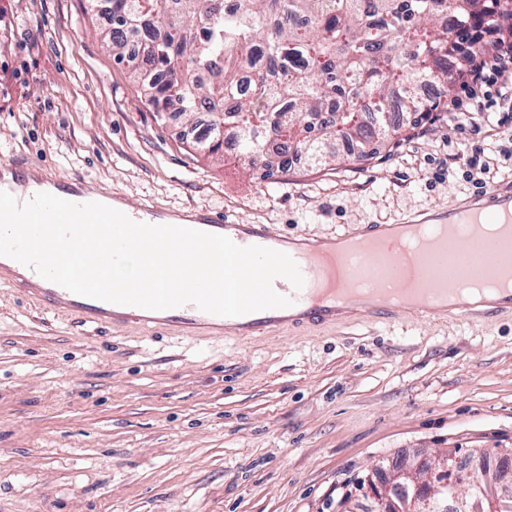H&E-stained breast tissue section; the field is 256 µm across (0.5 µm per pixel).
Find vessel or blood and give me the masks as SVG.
I'll return each instance as SVG.
<instances>
[{"instance_id":"1","label":"vessel or blood","mask_w":512,"mask_h":512,"mask_svg":"<svg viewBox=\"0 0 512 512\" xmlns=\"http://www.w3.org/2000/svg\"><path fill=\"white\" fill-rule=\"evenodd\" d=\"M0 191L21 202L41 192L77 203L92 199L80 176L59 180L39 171L36 165L17 162L0 165ZM468 202L465 208L458 204L449 207L437 227L418 225L424 244L414 255L402 254L394 246L385 247L384 240L390 231L386 224H366L359 234L339 238L295 239L273 233L265 224H235L224 215L203 209L177 216L151 203L126 208V216L136 222L168 225L177 219L182 227L224 235L242 247L258 245L288 254L298 265L304 284L297 289L289 281L278 278L273 282V289L290 298L291 306L241 316L215 315L192 304L156 311L87 298L44 279L36 271L17 274L13 266L1 260L0 280L12 281L15 287L24 289L44 310L74 317L78 323L97 329L133 323L146 330H166L182 337L202 335L209 339L262 336L283 327L298 330L312 324H336L343 319L358 282L364 279L379 286L391 279L399 281L406 304L418 315L436 309L440 300L447 298L451 279L497 280L503 287L489 307L477 308L461 300L455 310L471 318L511 314L512 192L495 187L469 197ZM462 224L473 228L481 224L497 225L501 230L499 247L487 251L476 236L453 246L455 231ZM396 308V302L379 289L369 294L358 315L390 316Z\"/></svg>"}]
</instances>
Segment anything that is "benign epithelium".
Masks as SVG:
<instances>
[{"mask_svg": "<svg viewBox=\"0 0 512 512\" xmlns=\"http://www.w3.org/2000/svg\"><path fill=\"white\" fill-rule=\"evenodd\" d=\"M483 448L464 455L457 448L438 453H417L389 465L379 463L371 470V505L348 503L342 512H434V502L448 497L453 512H467L481 495L486 512H497L500 501L512 498V473L481 466L467 469V460L481 461Z\"/></svg>", "mask_w": 512, "mask_h": 512, "instance_id": "7a95c632", "label": "benign epithelium"}]
</instances>
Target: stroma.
Masks as SVG:
<instances>
[{
    "label": "stroma",
    "mask_w": 512,
    "mask_h": 512,
    "mask_svg": "<svg viewBox=\"0 0 512 512\" xmlns=\"http://www.w3.org/2000/svg\"><path fill=\"white\" fill-rule=\"evenodd\" d=\"M0 164L94 191L209 208L276 233L402 224L478 192L449 116L380 154L261 181L183 143L103 47L91 0H0ZM482 129L487 185L512 182V103ZM512 448V316L399 315L245 340L100 334L0 281V512H338L379 460Z\"/></svg>",
    "instance_id": "obj_1"
}]
</instances>
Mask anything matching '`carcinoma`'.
Segmentation results:
<instances>
[{
    "label": "carcinoma",
    "mask_w": 512,
    "mask_h": 512,
    "mask_svg": "<svg viewBox=\"0 0 512 512\" xmlns=\"http://www.w3.org/2000/svg\"><path fill=\"white\" fill-rule=\"evenodd\" d=\"M102 40L114 62L143 32L134 81L158 116L186 121L204 112L194 145L229 155L262 179L286 175L304 153L315 164L346 156L369 160L388 140L395 85L405 126L447 117L448 106L421 98V77L452 89L466 71L448 56L488 26L512 37V0H105ZM454 18L445 22L442 16ZM165 71L168 82L156 81Z\"/></svg>",
    "instance_id": "cac0c4a2"
}]
</instances>
